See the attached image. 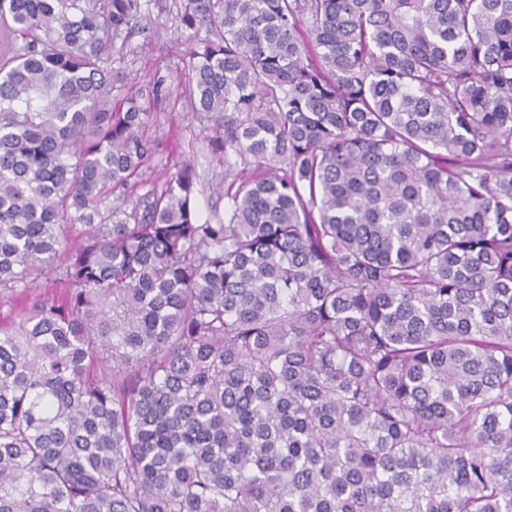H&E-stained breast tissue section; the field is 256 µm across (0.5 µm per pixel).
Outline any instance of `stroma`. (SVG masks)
Returning a JSON list of instances; mask_svg holds the SVG:
<instances>
[{
    "label": "stroma",
    "mask_w": 512,
    "mask_h": 512,
    "mask_svg": "<svg viewBox=\"0 0 512 512\" xmlns=\"http://www.w3.org/2000/svg\"><path fill=\"white\" fill-rule=\"evenodd\" d=\"M138 23L125 41L108 47L113 68L123 71L124 82L112 87L113 103L147 88L154 78L165 81L156 98H142L150 114V133L158 142L152 160L153 172L172 171L184 159L191 160L200 177L196 200L201 221L217 223L224 216L225 199L217 187L224 181V167L208 148L215 136L214 124L192 111L186 87L189 82L188 53L197 35L180 22L183 0H141Z\"/></svg>",
    "instance_id": "1"
}]
</instances>
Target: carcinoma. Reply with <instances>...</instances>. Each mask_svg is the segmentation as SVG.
<instances>
[{"label":"carcinoma","instance_id":"obj_1","mask_svg":"<svg viewBox=\"0 0 512 512\" xmlns=\"http://www.w3.org/2000/svg\"><path fill=\"white\" fill-rule=\"evenodd\" d=\"M140 13L0 0V512H512V0H184L217 224ZM142 12L136 27L125 41L117 40L109 46L106 56L112 68L126 74L123 83L112 87V101L119 104L131 94L143 89L154 78L165 80L162 94L156 98L142 97L146 112L150 113V133L158 142L153 155L152 169L145 179L152 180L159 172H174V164L190 159L200 177L196 208L201 222L217 224L224 220V165L218 164L209 151L208 141L219 133L203 113L192 112L188 87V53L197 34L185 29L180 22L183 0H141Z\"/></svg>","mask_w":512,"mask_h":512}]
</instances>
